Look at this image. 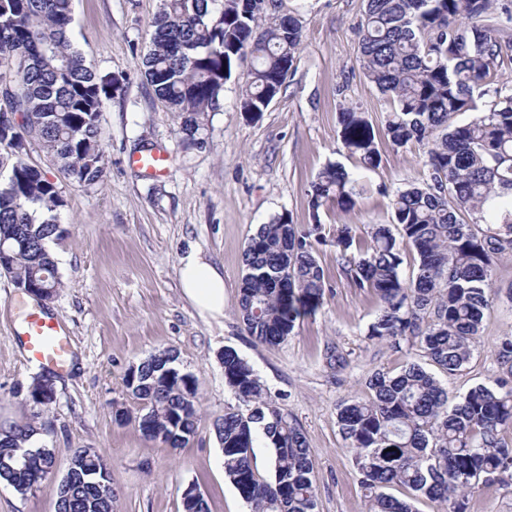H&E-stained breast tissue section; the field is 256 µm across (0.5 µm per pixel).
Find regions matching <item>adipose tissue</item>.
<instances>
[{"label": "adipose tissue", "instance_id": "obj_1", "mask_svg": "<svg viewBox=\"0 0 512 512\" xmlns=\"http://www.w3.org/2000/svg\"><path fill=\"white\" fill-rule=\"evenodd\" d=\"M178 276L182 292L200 315L217 318L224 314V275L198 253L181 258Z\"/></svg>", "mask_w": 512, "mask_h": 512}]
</instances>
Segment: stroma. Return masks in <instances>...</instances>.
Returning <instances> with one entry per match:
<instances>
[{
    "mask_svg": "<svg viewBox=\"0 0 512 512\" xmlns=\"http://www.w3.org/2000/svg\"><path fill=\"white\" fill-rule=\"evenodd\" d=\"M298 17L303 38L280 93L262 112L241 109L239 62L216 109L201 115V145L184 142L181 119L147 83L142 59L162 0H73L72 42L116 92L99 118L105 175L91 188L59 178L42 149L27 144L23 158L56 178L65 200L63 230L51 249L61 286L46 310L69 332L70 365L54 378L56 400L43 416L42 441L52 448L55 474L27 495L0 484V512H55L62 475L73 452L96 450L116 491L113 512H182V492L196 485L209 512H250L224 478L213 423L236 399L224 383L221 355L233 348L255 370L273 406L290 415L312 450L316 512H367L352 454L337 424L342 400L367 395L378 370L398 373L425 364L418 345L394 346L367 336L381 304L350 287L330 244L315 247L325 295L279 345L254 342L238 312L244 251L259 225L287 214L311 223L308 189L327 162H338L370 189L349 212L322 208L325 235L353 224L358 235L390 221V194L421 180L423 149L392 146L381 135L385 105L363 74L357 26L365 0H283ZM359 106L377 129L379 168L364 169L340 138L338 112ZM159 150L166 173L149 176L133 160ZM196 251L224 272V314L200 316L184 297L181 257ZM493 279L503 293L486 313L470 362L439 374L449 403L477 384L501 376L498 350L512 340V259L498 262ZM31 298L0 276V424L30 414L25 392L41 367L27 361L15 334ZM168 350L198 380L197 433L172 449L146 439L132 416L139 405L126 390L129 365Z\"/></svg>",
    "mask_w": 512,
    "mask_h": 512,
    "instance_id": "obj_1",
    "label": "stroma"
}]
</instances>
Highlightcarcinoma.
I'll use <instances>...</instances> for the list:
<instances>
[{
	"label": "carcinoma",
	"instance_id": "1",
	"mask_svg": "<svg viewBox=\"0 0 512 512\" xmlns=\"http://www.w3.org/2000/svg\"><path fill=\"white\" fill-rule=\"evenodd\" d=\"M494 0H366L359 24L360 62L367 80L390 104L383 133L403 148H424L425 177L395 192L389 224H373L367 237L355 225L338 224L332 244L350 286L372 291L381 309L368 328L372 340L411 339L450 375L470 361L484 311L492 302L494 264L512 257V91L495 90L489 108L477 100L495 84L512 41L493 22ZM72 0H0V83L11 90L7 111L21 115L18 128L0 130V151L16 157L0 181V240L9 245L0 272L14 284L56 292L61 281L46 244L61 237L58 184L21 155L25 143L41 144L63 178L91 187L104 177L99 115L116 88L104 83L71 44ZM142 61L148 84L181 130L199 144V116L213 108L244 56L253 60L245 78L241 111L263 112L282 89L302 41L300 20L281 0H163L152 22ZM469 122L454 123L464 112ZM345 148L366 169L381 155L359 108L339 113ZM314 223L302 226L280 214L259 226L244 252L239 310L256 341L274 346L324 297L325 276L314 244L323 239L319 211L334 203L356 206L355 180L329 162L308 191ZM471 220H466V217ZM419 257L409 278L401 274L402 243ZM224 382L239 406L214 423L222 445L224 477L251 512H315L311 449L300 427L264 397L253 368L224 349ZM498 360L507 377L471 388L448 406V394L422 366L397 375L382 370L367 382L365 399L342 402L340 434L353 453L368 512H414L389 493L395 485L414 496L465 512L466 495L481 484L512 480V341ZM138 426L152 439L178 448L195 436L197 380L190 373L165 376L154 356L137 363ZM27 421L0 430V483L25 495L39 474L51 473L54 452L39 443L41 419L51 402L31 394ZM264 437L273 453L272 476L259 478L254 448ZM31 457L26 470L13 457ZM101 457L75 454L63 495V512H113L115 491L99 488L88 473Z\"/></svg>",
	"mask_w": 512,
	"mask_h": 512
}]
</instances>
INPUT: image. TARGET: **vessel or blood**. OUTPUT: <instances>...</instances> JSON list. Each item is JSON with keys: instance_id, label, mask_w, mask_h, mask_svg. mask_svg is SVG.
Returning <instances> with one entry per match:
<instances>
[{"instance_id": "obj_1", "label": "vessel or blood", "mask_w": 512, "mask_h": 512, "mask_svg": "<svg viewBox=\"0 0 512 512\" xmlns=\"http://www.w3.org/2000/svg\"><path fill=\"white\" fill-rule=\"evenodd\" d=\"M29 360L43 367L65 369L73 356L71 340L62 325L44 313H31L20 335Z\"/></svg>"}]
</instances>
